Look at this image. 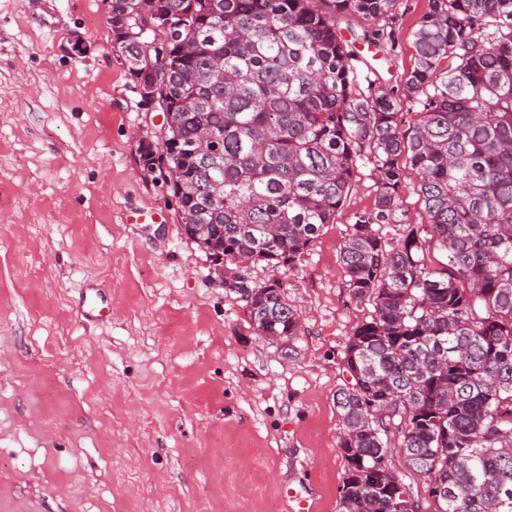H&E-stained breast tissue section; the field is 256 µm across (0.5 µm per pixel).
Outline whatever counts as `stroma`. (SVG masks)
<instances>
[{"mask_svg":"<svg viewBox=\"0 0 512 512\" xmlns=\"http://www.w3.org/2000/svg\"><path fill=\"white\" fill-rule=\"evenodd\" d=\"M109 0H0V512H341L344 352L371 310L340 251L371 165L289 267L186 238L139 148L159 116L111 44ZM428 0H397L377 52L400 84ZM280 281L279 342L232 280Z\"/></svg>","mask_w":512,"mask_h":512,"instance_id":"stroma-1","label":"stroma"}]
</instances>
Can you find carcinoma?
I'll return each instance as SVG.
<instances>
[{
	"label": "carcinoma",
	"instance_id": "1",
	"mask_svg": "<svg viewBox=\"0 0 512 512\" xmlns=\"http://www.w3.org/2000/svg\"><path fill=\"white\" fill-rule=\"evenodd\" d=\"M397 0H111L112 48L171 113L166 151L185 234L212 256L292 265L336 220L364 164L374 208L341 248L373 311L348 340L336 391L341 512L417 505L386 462L428 479L433 512H512V0H428L400 88L357 82L343 17L372 28ZM159 41L164 59L143 57ZM418 108L400 130L403 103ZM411 179L431 237L396 242ZM256 331L301 323L279 282L247 304Z\"/></svg>",
	"mask_w": 512,
	"mask_h": 512
}]
</instances>
